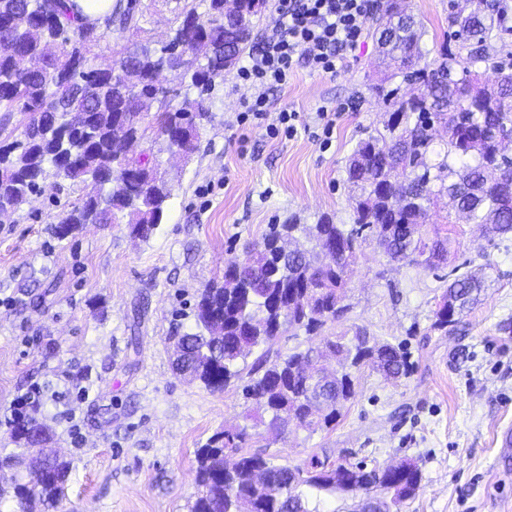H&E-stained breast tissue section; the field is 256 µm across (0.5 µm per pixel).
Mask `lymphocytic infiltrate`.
I'll list each match as a JSON object with an SVG mask.
<instances>
[{
    "label": "lymphocytic infiltrate",
    "mask_w": 512,
    "mask_h": 512,
    "mask_svg": "<svg viewBox=\"0 0 512 512\" xmlns=\"http://www.w3.org/2000/svg\"><path fill=\"white\" fill-rule=\"evenodd\" d=\"M376 0H276L277 23L263 36L236 75L241 120L264 119L274 105L271 91L287 85L299 66L336 74L364 36Z\"/></svg>",
    "instance_id": "f902f5d3"
}]
</instances>
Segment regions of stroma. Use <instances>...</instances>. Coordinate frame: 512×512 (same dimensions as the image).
I'll return each instance as SVG.
<instances>
[{
	"label": "stroma",
	"mask_w": 512,
	"mask_h": 512,
	"mask_svg": "<svg viewBox=\"0 0 512 512\" xmlns=\"http://www.w3.org/2000/svg\"><path fill=\"white\" fill-rule=\"evenodd\" d=\"M136 39L166 40L193 0H133ZM437 58L451 34L448 0H409ZM376 41L365 36L335 76L299 69L272 94L263 127L240 129L235 72L217 80L210 122L189 158L152 150L172 187L149 240L123 224H89L74 237L53 233L79 187L47 181L9 223H0V416L31 389L43 394L33 416L51 440L44 451L69 466L57 507L31 512H188L197 491L196 449L214 433L245 425L252 410L241 383L210 391L176 374L175 331L194 325L201 290L222 281L269 225L351 221L355 193L345 166L357 143L383 129L390 112L375 92L391 80ZM302 112L307 129L270 138L277 107ZM344 106L329 144L313 136L320 106ZM429 224L452 241L447 264L425 269L366 240L348 274V310L334 329L407 352L409 375L389 379L363 365L355 395L330 427L292 425L271 444L277 463L312 454L332 464L385 467L415 462L421 482L393 512H512V237H490L440 199ZM483 272L477 302L456 326L434 328V312L456 271ZM40 451L0 425V512H17L10 488Z\"/></svg>",
	"instance_id": "1"
}]
</instances>
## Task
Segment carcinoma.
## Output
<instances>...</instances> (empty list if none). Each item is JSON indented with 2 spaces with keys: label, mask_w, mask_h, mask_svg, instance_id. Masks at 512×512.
<instances>
[{
  "label": "carcinoma",
  "mask_w": 512,
  "mask_h": 512,
  "mask_svg": "<svg viewBox=\"0 0 512 512\" xmlns=\"http://www.w3.org/2000/svg\"><path fill=\"white\" fill-rule=\"evenodd\" d=\"M193 5L174 31L175 44L159 48H128L106 64L91 63L82 40V21L69 0H0V212H16L41 190L49 172L79 183L83 195L54 227L57 237L76 234L86 224H125L130 234L148 240L161 224L171 187L158 175L157 158L122 153L113 138L121 126L130 138L144 133L145 115L139 99L150 93L155 71L165 68L180 76L184 101H167L153 116L155 139L193 152L199 129L211 120L206 105L215 81L236 63L252 34L254 0H242L245 20L224 19V0ZM405 0H380L375 21L378 41L388 46L393 76L417 85L399 101L395 90L378 85V95L392 106L384 130L357 144L346 168L347 181L360 188L352 197V224L323 217L314 225L273 224L262 238L245 248L239 268L224 273V281L200 293L194 329L174 337L179 373L190 371L205 388L222 391L241 378L240 362L254 349L269 348L282 333L302 330L318 344L272 361L263 353L247 374L244 395L255 412L247 417L264 425L267 437H281L295 423L311 432L336 422L354 396V381L346 372L333 382L298 366L314 348L351 357L350 367L368 363L387 377L410 371L407 353L389 343L370 344L366 333L352 339L325 336L324 329L341 319L346 274L361 243L372 237L392 259L432 268L447 260L448 237H426L423 226L432 205L448 196L471 224H483L493 237L512 235V71L495 69V79L481 80L473 66L488 60L491 42L508 51L512 27L505 24L508 4L488 0H450L457 52L443 48L428 61L421 24L412 20L388 27L386 19ZM110 32L124 38L138 29L133 3H117L109 15ZM53 42L58 52L45 70H24L16 64L17 50L42 52ZM132 66L143 81L121 87L110 74ZM197 97L192 99L190 94ZM27 100L38 117L24 119L22 138L6 135L15 99ZM64 103L53 106L52 99ZM448 129L446 148L433 147L436 127ZM306 235L316 244L336 246L335 266L311 267L285 254L288 242ZM480 291L473 276L457 277L435 311L434 327L445 329L472 304ZM12 436L39 445L44 430L33 420H20ZM247 428L214 434L196 450L199 491L190 512H317L309 509L308 492L338 489L378 501L402 482L418 487L417 465L402 461L397 471L339 464L311 455L303 464H276L262 453L241 454ZM67 463L45 460L27 484L16 487L20 504L35 495L53 501L66 481Z\"/></svg>",
  "instance_id": "obj_1"
}]
</instances>
